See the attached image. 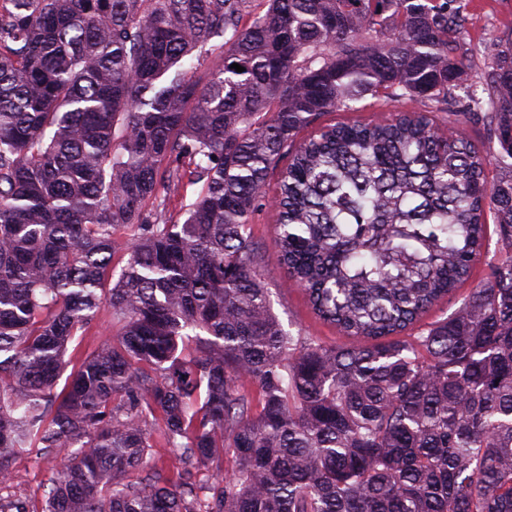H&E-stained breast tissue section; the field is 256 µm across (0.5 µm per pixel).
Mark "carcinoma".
Returning <instances> with one entry per match:
<instances>
[{
    "mask_svg": "<svg viewBox=\"0 0 512 512\" xmlns=\"http://www.w3.org/2000/svg\"><path fill=\"white\" fill-rule=\"evenodd\" d=\"M253 2L0 0V485L60 453L45 512H512V41L447 135L465 0ZM368 95L423 109L319 123ZM268 204L278 263L350 344L272 311ZM490 213L488 277L407 333ZM103 311L119 335L66 373Z\"/></svg>",
    "mask_w": 512,
    "mask_h": 512,
    "instance_id": "carcinoma-1",
    "label": "carcinoma"
}]
</instances>
